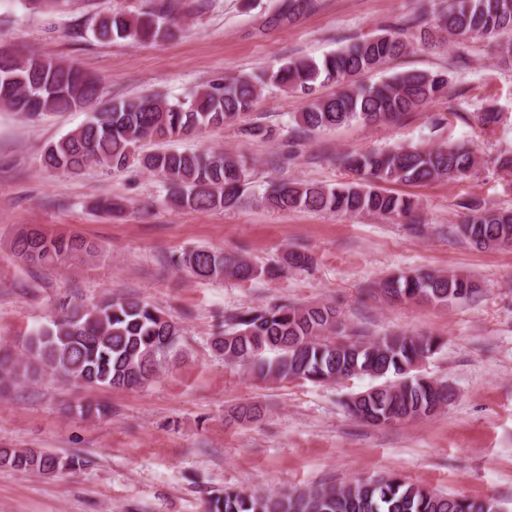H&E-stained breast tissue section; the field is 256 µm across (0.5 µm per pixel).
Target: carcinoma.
<instances>
[{
	"label": "carcinoma",
	"mask_w": 512,
	"mask_h": 512,
	"mask_svg": "<svg viewBox=\"0 0 512 512\" xmlns=\"http://www.w3.org/2000/svg\"><path fill=\"white\" fill-rule=\"evenodd\" d=\"M314 0H282L269 23H290L308 12ZM173 27L171 13L152 4L137 11H112L99 17L93 34L101 40L131 44L156 43ZM419 29L423 42H453L482 37L497 40L501 57L512 59V0H443L430 15L413 16L373 37L345 45L320 60L298 57L271 71L242 74L208 83L190 98L170 101L158 96L114 100L100 108V85L63 61L0 52V105L30 118L47 112H91L81 127L49 145L43 167L73 172L97 166L123 170L131 164L161 176L166 203L175 209H226L237 204L251 177V164L222 150L164 149L140 153L145 141H173L207 128L238 125L269 85L306 98L293 116L301 131L337 128L351 122H393L446 96L445 71L406 70L372 85L353 77L379 70L410 49L406 33ZM336 83L331 97L317 87ZM250 139H270L273 130L238 125ZM342 162L349 181L322 186L303 181L272 183L264 199L281 210H328L371 214L411 221L417 201L383 190L382 183L427 185L437 180H463L474 174L478 159L466 144L438 148L394 147L347 154ZM465 209L456 230L476 249L512 247V209L488 208L477 200ZM13 253L24 263L61 267L69 260L91 257L98 246L77 235H50L38 224L17 230ZM171 264L201 280L231 277L248 282L306 270L312 257L303 251L285 254L283 263L267 268L240 253L193 248ZM374 293L387 303H425L449 307L475 300L479 282L455 271L402 270L381 278ZM226 329L210 342L224 363L264 379L288 378L325 383L368 376L377 384L343 401L356 419L372 426L381 419L427 418L454 397L445 382L415 373V365L439 351L438 336L407 333L365 337L341 319L335 307L295 305L286 300L249 308L228 316ZM184 355L181 330L157 307L134 295L110 296L96 304L67 302L48 324L33 330L18 352L0 345V393L11 387L57 375L84 387L137 389L150 385L159 372ZM264 415L257 404H242L231 420L254 422ZM73 457L34 449L0 448V467L18 472L55 474L75 467ZM206 512H503L494 496L472 498L437 493L398 475L369 477L347 484H321L277 493L226 489L208 500Z\"/></svg>",
	"instance_id": "cac0c4a2"
}]
</instances>
